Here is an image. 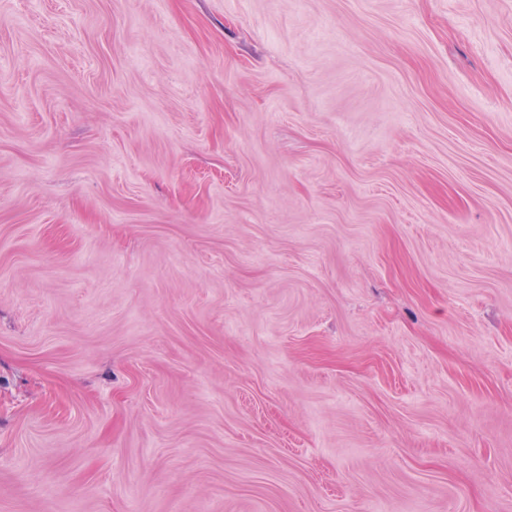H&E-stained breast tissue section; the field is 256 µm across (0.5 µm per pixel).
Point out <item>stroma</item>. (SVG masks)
I'll use <instances>...</instances> for the list:
<instances>
[{"label": "stroma", "instance_id": "1", "mask_svg": "<svg viewBox=\"0 0 512 512\" xmlns=\"http://www.w3.org/2000/svg\"><path fill=\"white\" fill-rule=\"evenodd\" d=\"M0 512H512V0H0Z\"/></svg>", "mask_w": 512, "mask_h": 512}]
</instances>
